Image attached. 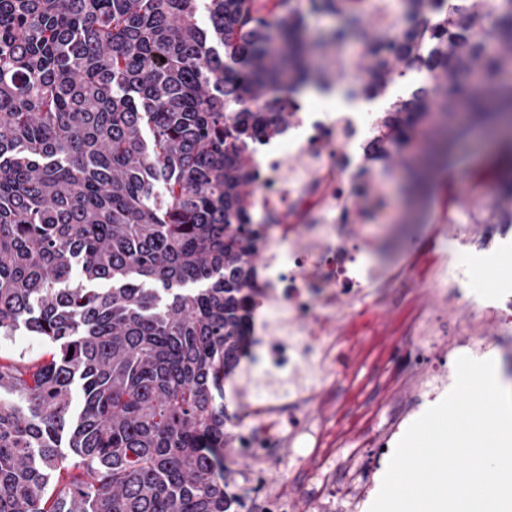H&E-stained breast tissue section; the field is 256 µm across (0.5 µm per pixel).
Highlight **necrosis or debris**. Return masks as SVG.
Instances as JSON below:
<instances>
[{
  "mask_svg": "<svg viewBox=\"0 0 512 512\" xmlns=\"http://www.w3.org/2000/svg\"><path fill=\"white\" fill-rule=\"evenodd\" d=\"M377 148L371 113L309 106L248 157L258 175L252 209L264 232L263 302L241 359L253 377L239 388L235 439L224 451L234 512H293L267 477L281 461L312 468L317 493L306 512H363L381 486L379 467L354 448L351 418L326 385L346 377L356 350L378 341L341 329L345 303L373 309L383 301L368 290L380 272L368 259L374 242L363 236L354 206L358 174ZM286 214L290 222L281 223ZM448 289L470 302L473 318L512 319V298L474 289L469 264L449 271ZM405 329L420 345L447 344L456 357L486 350L463 325L448 343L416 317Z\"/></svg>",
  "mask_w": 512,
  "mask_h": 512,
  "instance_id": "4bbe7bcc",
  "label": "necrosis or debris"
}]
</instances>
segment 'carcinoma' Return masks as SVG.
Instances as JSON below:
<instances>
[{"mask_svg": "<svg viewBox=\"0 0 512 512\" xmlns=\"http://www.w3.org/2000/svg\"><path fill=\"white\" fill-rule=\"evenodd\" d=\"M0 0V512H232L224 378L246 344L260 228L243 154L288 123L319 38L363 35L351 96L427 79L373 115L361 191L416 194L463 135L499 129L493 184L461 208L512 230V0ZM433 133L434 156L413 155ZM81 403L74 408V390ZM47 346L38 336L25 329L16 331L14 336L0 339V354L9 356L24 353L36 357L44 353Z\"/></svg>", "mask_w": 512, "mask_h": 512, "instance_id": "obj_1", "label": "carcinoma"}]
</instances>
